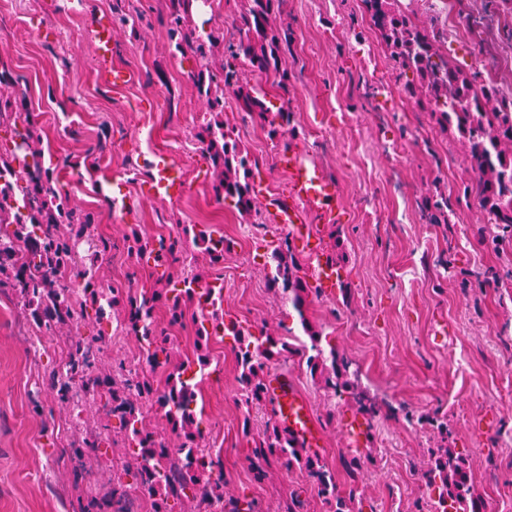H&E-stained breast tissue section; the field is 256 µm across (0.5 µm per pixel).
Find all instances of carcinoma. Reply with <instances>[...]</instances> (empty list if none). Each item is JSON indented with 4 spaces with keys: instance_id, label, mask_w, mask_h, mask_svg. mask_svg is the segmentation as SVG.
<instances>
[{
    "instance_id": "obj_1",
    "label": "carcinoma",
    "mask_w": 512,
    "mask_h": 512,
    "mask_svg": "<svg viewBox=\"0 0 512 512\" xmlns=\"http://www.w3.org/2000/svg\"><path fill=\"white\" fill-rule=\"evenodd\" d=\"M199 0H164L167 39L175 51L198 64L194 80L212 116L196 134L200 149L215 172L214 196L233 202L237 211L259 215L255 192L259 162L224 125L226 96L237 111L266 130L270 139L288 131L287 107L266 103L269 90L288 92L283 45L288 27L275 25L272 15L282 0H247L248 7L232 18L240 33L235 44H224V33L202 34L193 20ZM373 27L400 72L416 79L403 91L415 106L428 107L442 130L456 133L475 180V191L488 223L512 235V106L504 107L495 84L476 69L444 61L443 80L432 77L433 59L441 57L438 41L428 28L402 7L401 0H364ZM222 58V81L212 70ZM13 127L11 144H0V288L11 289L41 332L62 336L67 344V373L50 372L48 385L60 407L74 410L77 394L88 397L81 412L100 416V430L91 431L70 455L81 462L99 458L110 438V421L119 422L131 460L112 471L111 493L137 495L151 512H195L196 503L220 504L229 512H257L255 504L224 492L220 453L206 450L200 385L213 363L212 343L234 337L239 369L238 396L246 407L244 437L250 438L252 480L264 482L272 465L304 470L327 512H355L353 492L336 481V472L316 451L301 444L280 425L275 411L267 413L263 431L252 434L251 411L272 404L267 378L285 355L296 356L333 392H348L358 411L374 418L388 407L361 386L359 371L349 361L322 348L323 331L302 320L310 345L292 346L265 327H244L228 321L216 308L224 300V284L210 271L224 264L231 242L212 224H188L176 234L149 235L134 224L123 234L127 257H147L168 273L134 291L111 283L101 274L112 251V240L98 232V215L82 208L58 185L42 151L43 128L30 111L27 91L0 74V127ZM107 150V138L86 150L84 166L96 171ZM271 288L288 296L303 313L317 288L307 266L284 237L264 264ZM166 309L168 327L156 320ZM108 319L133 339L146 367L132 378L117 379L99 367L105 330L81 333L82 324ZM191 323L194 351L185 355L167 328ZM437 430L438 448L422 472L426 489L435 494L434 512H486L472 492V476L464 459L451 447L448 422Z\"/></svg>"
}]
</instances>
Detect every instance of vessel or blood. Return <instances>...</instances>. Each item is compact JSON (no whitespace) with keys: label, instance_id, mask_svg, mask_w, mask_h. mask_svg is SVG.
Returning a JSON list of instances; mask_svg holds the SVG:
<instances>
[{"label":"vessel or blood","instance_id":"obj_1","mask_svg":"<svg viewBox=\"0 0 512 512\" xmlns=\"http://www.w3.org/2000/svg\"><path fill=\"white\" fill-rule=\"evenodd\" d=\"M98 67L113 87L125 86L130 80L127 69L112 61V21L99 20L89 31ZM278 167L288 176V193L273 209L267 210L268 223L282 225L301 251L321 252L319 237L314 235L317 224H331L339 210V191L333 180L316 164L311 163L303 149L289 146L277 159ZM152 174L144 191L150 196L176 197L184 190V180L178 166L170 160L152 164ZM269 392L274 399L278 419L305 447L322 446V432L305 397L287 375L275 373L269 379Z\"/></svg>","mask_w":512,"mask_h":512}]
</instances>
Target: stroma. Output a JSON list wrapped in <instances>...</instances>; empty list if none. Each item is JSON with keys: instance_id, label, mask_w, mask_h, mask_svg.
Here are the masks:
<instances>
[{"instance_id": "stroma-1", "label": "stroma", "mask_w": 512, "mask_h": 512, "mask_svg": "<svg viewBox=\"0 0 512 512\" xmlns=\"http://www.w3.org/2000/svg\"><path fill=\"white\" fill-rule=\"evenodd\" d=\"M120 11L144 20L113 31L112 59L133 75L114 88L100 75L88 31ZM276 19L292 31L288 95L271 94L269 105H288V133L269 139L232 109L224 121L243 132L258 158L268 200L288 193L276 157L290 143L306 148L339 186L342 211L319 235L340 278L334 295L309 297L305 316L326 332L324 349L351 362L393 408L369 422L371 465L354 475L344 464L353 452L345 422L358 414L352 398L333 395L297 359L278 369L307 399L338 484L356 487V512H431L421 472L438 444L428 421L434 414L447 420L453 448L467 456L487 512H512V244L486 245L493 227L477 196L457 193L473 179L463 146L404 96L362 0H284ZM195 68L168 45L164 0H83L74 12L62 0H0V73L28 85L47 135L45 161L60 186L95 210L99 231L117 242L129 224L150 231L218 225L234 244L215 272L225 310L242 325L287 335L297 315L268 288L263 271L284 229L216 200L210 163L199 154L182 171L181 196L140 192L149 162L163 154L160 142H188L199 129L205 105L191 78ZM105 134L115 146L101 195L82 159ZM440 194L448 198L444 216L430 204ZM26 320L16 297L1 292L0 512H82L84 500L104 497L109 487L98 474L73 475L65 451L71 418L47 384L60 363L59 342L45 336L30 350ZM234 345L230 336L214 344L219 371L201 385L227 495H247L260 512H277L295 492L304 512H326L299 470L275 468L264 484L252 482Z\"/></svg>"}]
</instances>
